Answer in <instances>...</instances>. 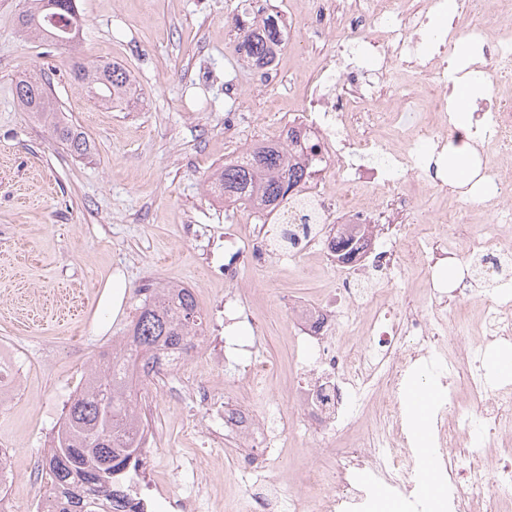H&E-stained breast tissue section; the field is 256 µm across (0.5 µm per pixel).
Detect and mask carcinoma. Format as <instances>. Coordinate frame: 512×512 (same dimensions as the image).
<instances>
[{
	"label": "carcinoma",
	"instance_id": "1",
	"mask_svg": "<svg viewBox=\"0 0 512 512\" xmlns=\"http://www.w3.org/2000/svg\"><path fill=\"white\" fill-rule=\"evenodd\" d=\"M29 0L18 17L19 31L57 45L69 46L79 14L76 0ZM234 50L259 66L282 44L281 21L235 19ZM69 75L104 105H116L130 93L131 74L118 63L86 62L71 57ZM44 74L23 76L16 82L22 109L47 126L74 155L86 156L93 145L83 132L58 117L47 91ZM306 175V163L288 156V148L269 144L253 148L220 165L207 179V193L221 201L251 207L259 202L274 208L291 187ZM139 314L122 343L88 369L79 393L71 399L50 447L44 455L41 479L46 485L42 512H102L108 501L112 512H125L129 497L122 485L128 465L142 464L130 433L139 428L136 381L158 372L160 356L185 350L200 335L202 314L191 289L157 285L142 289Z\"/></svg>",
	"mask_w": 512,
	"mask_h": 512
}]
</instances>
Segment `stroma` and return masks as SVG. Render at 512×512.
Here are the masks:
<instances>
[{
	"label": "stroma",
	"mask_w": 512,
	"mask_h": 512,
	"mask_svg": "<svg viewBox=\"0 0 512 512\" xmlns=\"http://www.w3.org/2000/svg\"><path fill=\"white\" fill-rule=\"evenodd\" d=\"M240 0H77L86 19L80 54L119 63L136 81L138 106L128 112L102 106L71 79L67 49L31 40L16 21L25 0H0V344L12 347L18 395L0 410V448L12 449L17 478L7 496L25 506L40 483L29 474L47 448L90 363L126 336L141 303L139 291L157 284L191 288L205 316V333L226 342L256 345L265 375L249 387L258 415L280 418L284 472L312 462L314 439L294 431L289 386L296 353L280 296L312 300L335 289L314 258L247 269L238 281L250 290L251 321L224 328V228L249 227L248 211L212 202L203 182L244 135L277 133L308 92L309 71L326 51L324 37L305 33L286 45L276 80L265 95L232 51L235 33L225 24ZM50 78L49 92L64 118L85 133L90 155H71L16 102L15 84L27 71ZM239 78L229 98L224 86ZM127 282L119 314L99 303L105 279ZM201 373L225 398L236 386L229 370L188 361L181 371L153 380L157 395L151 425L156 444L127 482L166 512L156 481L187 493L176 471L208 458L203 476L220 497L222 512H240L248 481L229 446L204 445L194 430L207 424L194 401L178 408L165 394L180 376Z\"/></svg>",
	"instance_id": "1"
}]
</instances>
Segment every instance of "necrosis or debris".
Returning a JSON list of instances; mask_svg holds the SVG:
<instances>
[{"label":"necrosis or debris","instance_id":"1","mask_svg":"<svg viewBox=\"0 0 512 512\" xmlns=\"http://www.w3.org/2000/svg\"><path fill=\"white\" fill-rule=\"evenodd\" d=\"M450 7L455 13L437 33L434 52L420 53L421 30ZM307 27L332 36L310 94L288 120L299 133L297 152L314 157L286 208L263 211L247 237L225 234L235 259L225 264L224 279L237 282L245 264L262 268L273 258L307 255L334 276L336 291L327 302L285 305L300 330L293 338L298 362L307 369L292 383L291 399L325 462L300 472V491L284 495L273 421L257 419L245 396L222 404L201 378L189 392L201 406L215 408L218 422L206 439L218 446L241 441V470L262 481L261 490L248 492L246 512H380L383 490L403 512H425L418 494L423 469L399 394L410 376L435 360L447 365L454 382L434 419L443 460L435 478L448 492L447 512H502L512 506V385L490 381L484 359L488 346L512 344V290L484 308L478 336L467 337L458 334L449 307L470 296L468 282L452 289L432 285L421 295L406 283L413 268L429 271L440 260L460 258L440 227L462 223V216L424 214L414 203L428 165L420 144L442 149L490 140L501 162L481 165L477 193L493 203L512 197V0H306L304 14L288 18L289 38ZM339 56L359 63L334 73ZM368 65L427 85L436 121L418 118L414 98L399 94L396 80L364 81ZM477 71L489 76L492 90L463 131L452 120L448 92L455 80ZM270 219L278 237L267 231ZM416 224L434 230L418 236ZM374 269L388 272L391 287H359V278ZM366 415L374 424L370 433L329 447ZM201 467L195 459L185 468L193 491L168 496L170 512L216 506L210 485L197 480Z\"/></svg>","mask_w":512,"mask_h":512}]
</instances>
